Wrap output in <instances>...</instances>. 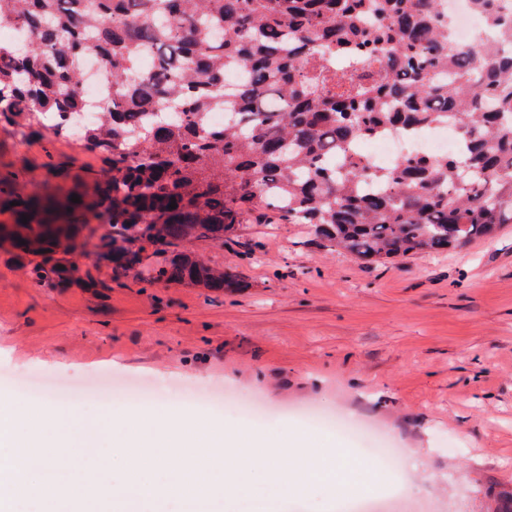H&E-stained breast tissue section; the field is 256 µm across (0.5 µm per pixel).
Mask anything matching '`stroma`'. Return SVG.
I'll use <instances>...</instances> for the list:
<instances>
[{"label":"stroma","instance_id":"obj_1","mask_svg":"<svg viewBox=\"0 0 512 512\" xmlns=\"http://www.w3.org/2000/svg\"><path fill=\"white\" fill-rule=\"evenodd\" d=\"M101 167L52 132L0 125V182L22 195L93 197ZM106 230L90 219L59 251L79 270L64 286L35 280L34 257L0 242V399L54 379L66 391L24 404L68 411V389L104 373L154 380L160 418L184 380L263 408L257 418L186 408V418L260 433L309 431L308 410L369 423L399 448V470L371 467L348 497L383 512H502L512 500V224L491 241L376 265L298 224L246 223L224 244H193L241 280L221 295L136 268L113 276L92 247Z\"/></svg>","mask_w":512,"mask_h":512}]
</instances>
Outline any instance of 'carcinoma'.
<instances>
[{
    "instance_id": "carcinoma-1",
    "label": "carcinoma",
    "mask_w": 512,
    "mask_h": 512,
    "mask_svg": "<svg viewBox=\"0 0 512 512\" xmlns=\"http://www.w3.org/2000/svg\"><path fill=\"white\" fill-rule=\"evenodd\" d=\"M470 6L506 47L456 45L441 0H0V25L25 31L0 43V122L74 137L105 162L96 198L64 213L9 190L0 239L63 284L72 269L53 254L91 213L109 224L93 248L113 273L142 263L128 247L141 237L159 259L152 281L222 294L232 275L189 245L222 244L248 218L301 224L372 263L492 238L512 224V8ZM88 53L110 97L78 126ZM229 69L246 74L235 90ZM447 124L461 133L449 159L373 170L349 154L384 128Z\"/></svg>"
}]
</instances>
